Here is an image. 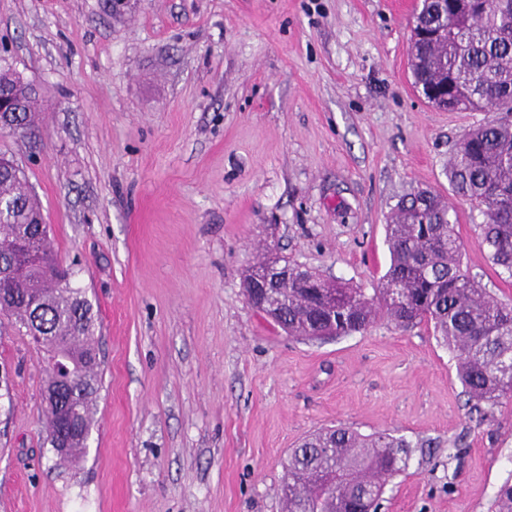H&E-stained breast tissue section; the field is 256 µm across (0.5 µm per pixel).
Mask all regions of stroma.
Wrapping results in <instances>:
<instances>
[{"label": "stroma", "instance_id": "obj_1", "mask_svg": "<svg viewBox=\"0 0 512 512\" xmlns=\"http://www.w3.org/2000/svg\"><path fill=\"white\" fill-rule=\"evenodd\" d=\"M417 0H0L45 109L0 155L39 198L96 317L87 448L47 439L48 354L0 325V512H282V463L331 425L412 442L381 512H492L512 399L471 415L432 327L288 337L243 280L256 248L371 291L413 188L453 207L463 266L512 305L448 159L487 111L413 87Z\"/></svg>", "mask_w": 512, "mask_h": 512}]
</instances>
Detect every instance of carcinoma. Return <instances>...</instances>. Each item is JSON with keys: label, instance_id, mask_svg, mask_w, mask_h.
<instances>
[{"label": "carcinoma", "instance_id": "obj_1", "mask_svg": "<svg viewBox=\"0 0 512 512\" xmlns=\"http://www.w3.org/2000/svg\"><path fill=\"white\" fill-rule=\"evenodd\" d=\"M489 9L470 19L429 3L419 19L427 28L444 29L448 39L413 42V77L417 90L461 85L471 90L465 110L496 112L512 106V0H488ZM0 82L10 83L24 105L14 127L30 128L41 100L31 99L14 68H0ZM452 191L473 203L483 216L479 225L488 259L497 273L512 279V123L492 118L462 134L448 160ZM0 264L11 265L0 292V316L29 334L26 298L36 295L46 308L41 322L50 357L71 362L65 384L66 404L82 421L84 436L70 457L86 449L101 364L96 360L91 303L78 288L61 286L57 255L39 233L44 221L36 195L17 169L0 167ZM390 265L368 296L341 280L305 269L300 276L321 289L316 296L293 279L281 292L283 330L311 339L364 333L380 317L397 328L433 325L456 353L457 376L471 410L480 419L512 398V307L501 303L463 269L451 208L431 190L406 194L386 224ZM412 443L389 433L363 435L350 428L317 432L288 456L287 482L281 485L286 512H370L387 484L409 466ZM495 512H512V483L495 497Z\"/></svg>", "mask_w": 512, "mask_h": 512}]
</instances>
